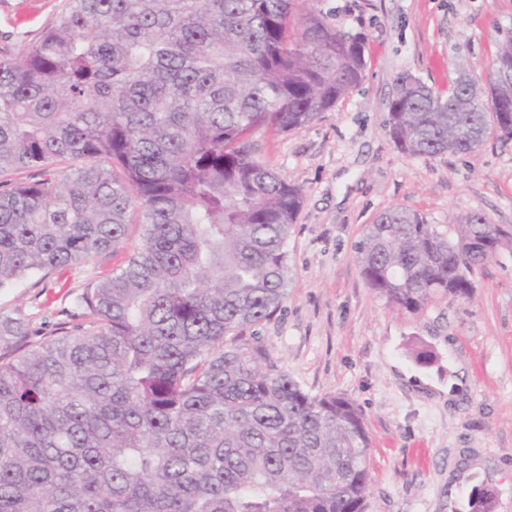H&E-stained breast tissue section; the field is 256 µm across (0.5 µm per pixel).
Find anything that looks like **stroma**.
I'll use <instances>...</instances> for the list:
<instances>
[{
	"label": "stroma",
	"mask_w": 512,
	"mask_h": 512,
	"mask_svg": "<svg viewBox=\"0 0 512 512\" xmlns=\"http://www.w3.org/2000/svg\"><path fill=\"white\" fill-rule=\"evenodd\" d=\"M67 0H0V51L18 56L39 41ZM341 31L362 32L361 82L313 122L257 132L261 160L302 191L288 237L287 296L270 320L246 328L313 395L341 394L360 407L370 438L365 512H469L475 488L493 512H512V245L474 276L467 299L413 315L366 284L355 247L375 217L395 206L439 227L479 213L512 226V139L489 138L470 154L435 158L398 149L385 124L400 76L439 94L459 64L484 77L512 33V0H300ZM126 240L37 285L0 290V312L28 315L50 334L69 320L72 298L112 272L140 244ZM432 351V363L417 352ZM469 378L448 396V371Z\"/></svg>",
	"instance_id": "obj_1"
}]
</instances>
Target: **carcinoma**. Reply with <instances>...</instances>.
I'll use <instances>...</instances> for the list:
<instances>
[{
    "label": "carcinoma",
    "instance_id": "1",
    "mask_svg": "<svg viewBox=\"0 0 512 512\" xmlns=\"http://www.w3.org/2000/svg\"><path fill=\"white\" fill-rule=\"evenodd\" d=\"M296 0H68L0 54V288L140 245L74 299L85 323L31 340L0 315V512H364L370 439L356 403L313 396L244 328L287 295L301 190L259 157L360 83L365 42ZM512 64V35L492 70ZM388 134L412 155L512 139V88L460 66L448 96L398 79ZM512 229H441L393 207L356 259L417 314L472 295Z\"/></svg>",
    "mask_w": 512,
    "mask_h": 512
}]
</instances>
